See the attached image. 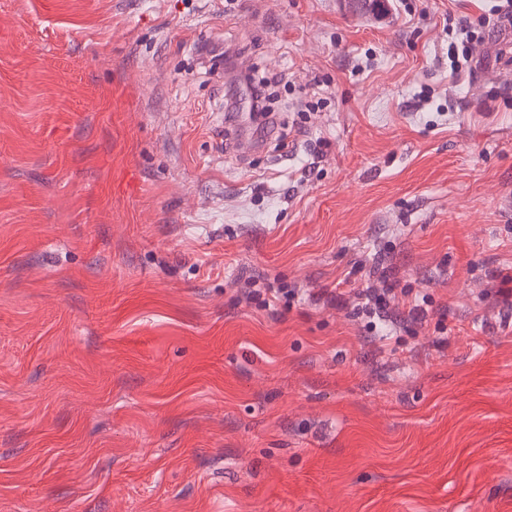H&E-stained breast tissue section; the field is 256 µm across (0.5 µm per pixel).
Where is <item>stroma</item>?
Masks as SVG:
<instances>
[{
  "mask_svg": "<svg viewBox=\"0 0 512 512\" xmlns=\"http://www.w3.org/2000/svg\"><path fill=\"white\" fill-rule=\"evenodd\" d=\"M491 5L0 0V512H512V25L448 77ZM387 245L444 341L233 304ZM472 26L464 25L459 28L456 39L448 45V60L452 74H458L463 70V66L472 60V46L476 41ZM239 85L244 87L249 97V112L255 121L260 120L259 126H268L270 109L267 105L270 98V82L266 80L256 81L250 74H241L237 78Z\"/></svg>",
  "mask_w": 512,
  "mask_h": 512,
  "instance_id": "stroma-1",
  "label": "stroma"
}]
</instances>
